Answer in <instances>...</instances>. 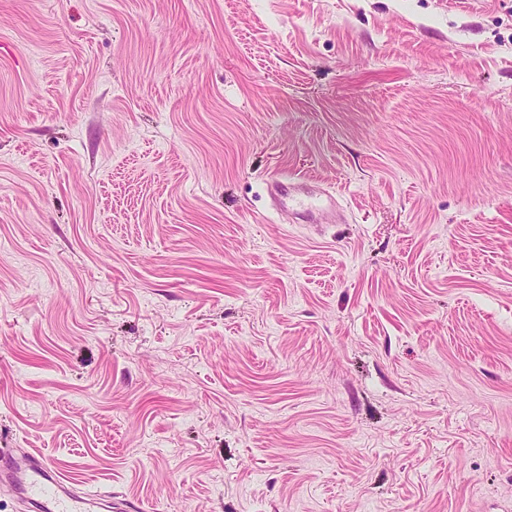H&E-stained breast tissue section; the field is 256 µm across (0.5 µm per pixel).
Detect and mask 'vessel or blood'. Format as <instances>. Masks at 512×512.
Instances as JSON below:
<instances>
[{
    "label": "vessel or blood",
    "instance_id": "vessel-or-blood-1",
    "mask_svg": "<svg viewBox=\"0 0 512 512\" xmlns=\"http://www.w3.org/2000/svg\"><path fill=\"white\" fill-rule=\"evenodd\" d=\"M272 186L277 197L286 199L289 209L307 221L314 220L317 211L336 204L335 196L329 192L314 201L300 196L299 185L290 183L284 174ZM0 482L15 489L30 512H122L123 509L122 501H109L98 493L74 492L57 467L24 449L0 459Z\"/></svg>",
    "mask_w": 512,
    "mask_h": 512
}]
</instances>
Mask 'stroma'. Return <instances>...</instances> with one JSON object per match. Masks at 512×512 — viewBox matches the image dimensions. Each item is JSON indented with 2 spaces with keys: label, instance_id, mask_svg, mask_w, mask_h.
I'll return each mask as SVG.
<instances>
[{
  "label": "stroma",
  "instance_id": "stroma-1",
  "mask_svg": "<svg viewBox=\"0 0 512 512\" xmlns=\"http://www.w3.org/2000/svg\"><path fill=\"white\" fill-rule=\"evenodd\" d=\"M0 448L150 512H512V0H0ZM293 180V177L288 178V175L281 174L271 185L276 191L275 199L281 201L288 198L289 209L304 221H313L316 211L325 207H336V197L328 191H325L317 201H312L308 197L297 196L303 185L300 183L291 184Z\"/></svg>",
  "mask_w": 512,
  "mask_h": 512
}]
</instances>
